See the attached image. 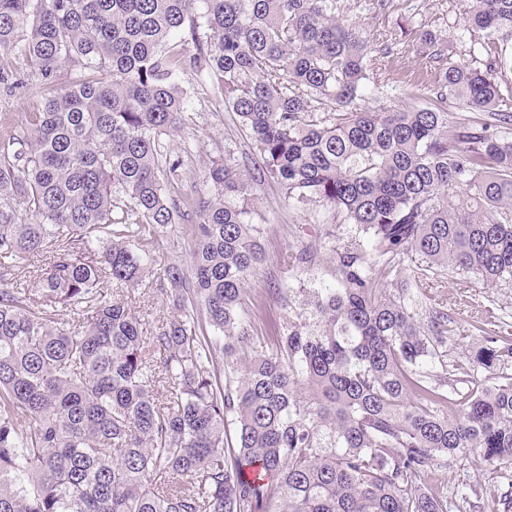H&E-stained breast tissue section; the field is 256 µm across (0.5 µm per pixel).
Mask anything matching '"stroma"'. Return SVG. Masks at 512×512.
Listing matches in <instances>:
<instances>
[{
    "instance_id": "obj_1",
    "label": "stroma",
    "mask_w": 512,
    "mask_h": 512,
    "mask_svg": "<svg viewBox=\"0 0 512 512\" xmlns=\"http://www.w3.org/2000/svg\"><path fill=\"white\" fill-rule=\"evenodd\" d=\"M341 15L351 22L367 26L372 33L379 34L397 30L403 23L424 26L447 38L444 49L447 60L459 61L466 58L471 46L470 40L455 37V27L464 9L462 0H389L384 11H375L371 0H339ZM25 90L15 96L0 94V112H11L21 116L40 109L45 97L50 93L37 67H25ZM189 89L193 96L191 109L186 113L182 124L167 140L170 150L176 153L190 152V164L183 184L185 193L199 196L207 193L204 177L212 157L231 151L242 167H250V141L242 131L235 115L225 110L218 98L213 83L205 76H190ZM425 77L418 68L417 53L409 44L399 45L390 57L387 66V80L378 96L366 100L365 108L376 110L382 107L408 110L423 101L422 87ZM258 209L264 217L267 232V252L269 259L257 270L250 280L248 298L265 293L268 288L281 281L280 268L275 258L288 247V227L292 224H318L322 221V209L311 204L297 210L289 205L280 189L274 185L257 186ZM327 260L313 265L305 276V292L296 294L291 308H283L279 303L268 302L259 311L255 326L257 330L269 332L274 326L286 321L289 312L309 314L310 290L331 282ZM440 489L455 487L456 491L469 493L477 490L479 499L499 498L507 492V483L494 475L474 477L464 463L457 462L439 470Z\"/></svg>"
}]
</instances>
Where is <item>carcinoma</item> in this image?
Wrapping results in <instances>:
<instances>
[{"label": "carcinoma", "instance_id": "cac0c4a2", "mask_svg": "<svg viewBox=\"0 0 512 512\" xmlns=\"http://www.w3.org/2000/svg\"><path fill=\"white\" fill-rule=\"evenodd\" d=\"M458 30L484 34L482 66L400 28L426 105L378 112L358 102L392 48L338 0H0V51L47 80L83 71L0 113V512H460L430 492L437 462L512 464V316L480 314L512 285V0H467ZM199 71L257 176L227 150L194 200L173 196L190 156L166 139ZM16 75L0 67L5 92ZM258 180L324 210L289 225L273 298L290 304L323 248L334 275L314 322L271 337L245 307L267 258ZM177 216L189 264L163 268L168 317L145 337L114 290L154 269ZM446 280L480 289L467 313L432 292ZM455 336L480 345L454 356Z\"/></svg>", "mask_w": 512, "mask_h": 512}]
</instances>
